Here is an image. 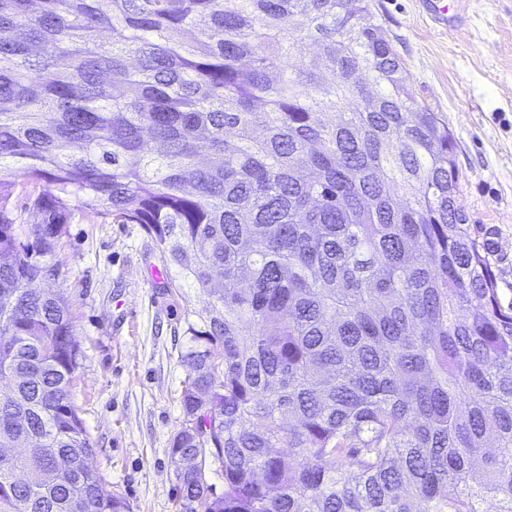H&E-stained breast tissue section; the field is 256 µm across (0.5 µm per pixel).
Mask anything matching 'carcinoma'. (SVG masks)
<instances>
[{
    "instance_id": "carcinoma-1",
    "label": "carcinoma",
    "mask_w": 512,
    "mask_h": 512,
    "mask_svg": "<svg viewBox=\"0 0 512 512\" xmlns=\"http://www.w3.org/2000/svg\"><path fill=\"white\" fill-rule=\"evenodd\" d=\"M368 16L0 0V449L27 444L0 457V512H130L87 464L68 300L29 288L73 206L142 225L171 294L206 298L183 330L182 512H512V304L455 207L448 125ZM21 177L54 187L32 243Z\"/></svg>"
}]
</instances>
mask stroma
<instances>
[{
    "label": "stroma",
    "instance_id": "1",
    "mask_svg": "<svg viewBox=\"0 0 512 512\" xmlns=\"http://www.w3.org/2000/svg\"><path fill=\"white\" fill-rule=\"evenodd\" d=\"M424 0H369L412 83L417 101L448 124L459 175L456 206L487 247L502 303H512V0H462L449 29ZM49 183L20 180L12 207L22 238L43 223L30 196ZM58 274L39 290L67 296L79 367L71 401L107 493L131 512H176L171 438L183 421L187 371L180 329L201 310L200 294L168 292L164 262L138 224L72 209L52 258Z\"/></svg>",
    "mask_w": 512,
    "mask_h": 512
}]
</instances>
